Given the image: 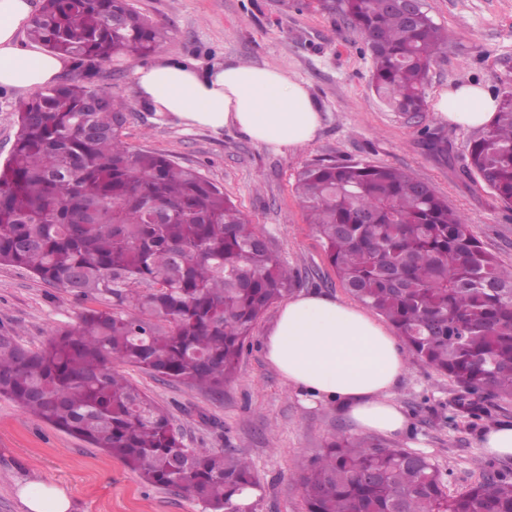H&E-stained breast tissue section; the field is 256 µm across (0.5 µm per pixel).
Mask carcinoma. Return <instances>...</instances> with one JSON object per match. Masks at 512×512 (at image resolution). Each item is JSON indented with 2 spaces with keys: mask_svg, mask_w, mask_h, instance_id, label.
<instances>
[{
  "mask_svg": "<svg viewBox=\"0 0 512 512\" xmlns=\"http://www.w3.org/2000/svg\"><path fill=\"white\" fill-rule=\"evenodd\" d=\"M360 34L371 85L395 112L425 111L447 45L424 10L391 0H322ZM129 0H42L29 37L68 57L66 78L16 105L0 165V265L82 299H105L38 349L0 334V396L122 461L149 484L177 486L209 512H241L258 484L250 461L188 448L167 411L115 362L213 396L238 368L257 319L294 271L199 169L123 140L129 105L96 84L116 58L166 39ZM492 125L468 146L466 173L512 208V81ZM343 287L385 317L409 356L472 394L512 397V265L467 219L400 168L317 163L295 187ZM158 207L169 213L152 220ZM306 512H512V481L486 474L450 495L442 472L402 448L333 436L300 477Z\"/></svg>",
  "mask_w": 512,
  "mask_h": 512,
  "instance_id": "obj_1",
  "label": "carcinoma"
}]
</instances>
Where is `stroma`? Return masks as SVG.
<instances>
[{"instance_id": "obj_1", "label": "stroma", "mask_w": 512, "mask_h": 512, "mask_svg": "<svg viewBox=\"0 0 512 512\" xmlns=\"http://www.w3.org/2000/svg\"><path fill=\"white\" fill-rule=\"evenodd\" d=\"M130 2L169 31L156 56L186 59L202 70L227 61L276 68L317 97L322 127L316 139L297 150L276 151L234 131L179 125L134 103V67L126 61L104 66L98 78L101 88L131 103L123 128L128 146L199 168L223 187L278 259L297 273L293 294L352 300L295 193L298 173L319 160L406 170L466 216L486 251L512 265V210L465 172L467 145L477 130L449 124L434 110L441 91L469 82L492 90L512 80V0H424L447 33L448 47L431 68L428 110L416 122L379 101L370 87L373 61L362 37L318 0L288 7L280 0ZM425 130L445 142L444 153L424 146ZM102 306L46 285L25 269L0 266V333L28 348H39L53 332L75 326L86 309ZM276 313L271 307L258 318L220 397L130 365L122 371L169 411L187 447L230 449L251 461L261 484L255 512H305L300 475L333 435L354 436L358 429L338 404H305L267 361L263 342ZM393 393L407 418L405 431L396 437L370 432L367 440L428 457L451 495L474 485L484 468L512 478V457L486 455L480 446L490 427L512 423V397L483 398V419L471 420L458 407L460 388L413 359ZM40 483L65 489L71 512H203L184 491L142 481L118 459L0 397V512H25L19 489Z\"/></svg>"}]
</instances>
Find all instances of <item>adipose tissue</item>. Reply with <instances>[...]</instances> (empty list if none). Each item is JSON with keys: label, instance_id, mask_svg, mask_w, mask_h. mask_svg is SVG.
<instances>
[{"label": "adipose tissue", "instance_id": "obj_1", "mask_svg": "<svg viewBox=\"0 0 512 512\" xmlns=\"http://www.w3.org/2000/svg\"><path fill=\"white\" fill-rule=\"evenodd\" d=\"M32 0H0V87L49 88L71 61L39 46L24 47ZM139 105L164 119L213 132L232 129L274 150L311 143L321 112L306 85L267 67L227 62L201 71L162 57L134 70ZM435 110L449 123L483 129L497 101L480 84L442 91ZM267 361L308 399L335 401L356 426L393 437L406 417L392 389L405 367L396 340L362 310L310 293L288 299L264 339Z\"/></svg>", "mask_w": 512, "mask_h": 512}]
</instances>
